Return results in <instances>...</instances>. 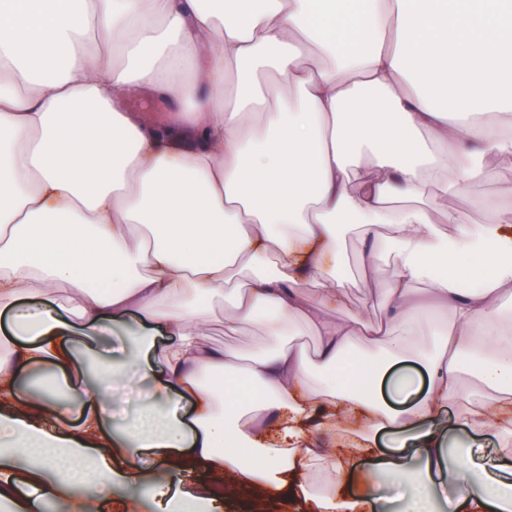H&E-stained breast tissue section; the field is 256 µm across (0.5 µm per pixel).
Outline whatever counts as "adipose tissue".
<instances>
[{
  "mask_svg": "<svg viewBox=\"0 0 512 512\" xmlns=\"http://www.w3.org/2000/svg\"><path fill=\"white\" fill-rule=\"evenodd\" d=\"M61 47L66 68L35 79ZM134 97L166 110L131 111ZM478 101L497 107L495 126L461 120ZM500 171L512 172V0H0V502L31 512L50 473L108 483L150 452L302 494L315 512H379L355 457L407 512H433L440 485L455 512H512L499 482L448 461L443 434L451 405L496 436L491 469L512 463V207L442 223L420 202ZM345 224L382 319L347 312ZM217 296L228 330L261 321L274 346L206 348L202 303ZM425 312L448 327L420 361L408 329ZM130 314L122 360L166 410L119 434L94 332ZM301 326L316 351L293 343ZM362 346L377 355L370 391L356 384ZM415 361L425 393L395 409L382 386ZM34 365L61 376L15 408ZM391 427L421 480L378 448ZM314 430L333 447H315ZM22 453L38 467L19 470Z\"/></svg>",
  "mask_w": 512,
  "mask_h": 512,
  "instance_id": "ef3b65f1",
  "label": "adipose tissue"
}]
</instances>
